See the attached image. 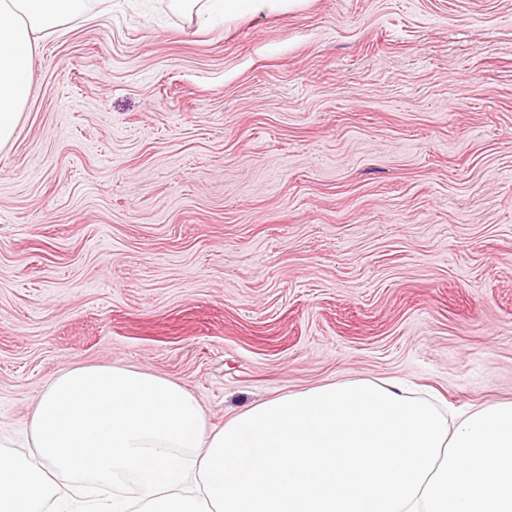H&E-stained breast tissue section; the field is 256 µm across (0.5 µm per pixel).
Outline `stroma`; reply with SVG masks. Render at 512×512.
<instances>
[{
	"label": "stroma",
	"mask_w": 512,
	"mask_h": 512,
	"mask_svg": "<svg viewBox=\"0 0 512 512\" xmlns=\"http://www.w3.org/2000/svg\"><path fill=\"white\" fill-rule=\"evenodd\" d=\"M210 427L399 381L512 401V0H305L199 26L89 0L0 150V445L75 366Z\"/></svg>",
	"instance_id": "35a3bbf8"
}]
</instances>
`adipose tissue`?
Wrapping results in <instances>:
<instances>
[{
    "mask_svg": "<svg viewBox=\"0 0 512 512\" xmlns=\"http://www.w3.org/2000/svg\"><path fill=\"white\" fill-rule=\"evenodd\" d=\"M87 3L0 0V149L31 93L38 34ZM172 3L232 18L288 0ZM28 430L33 454L0 453V512H128L122 498L89 499L85 484L128 473L140 512H512V402L453 423L394 382L286 393L214 429L166 377L76 367L44 390Z\"/></svg>",
    "mask_w": 512,
    "mask_h": 512,
    "instance_id": "1",
    "label": "adipose tissue"
}]
</instances>
